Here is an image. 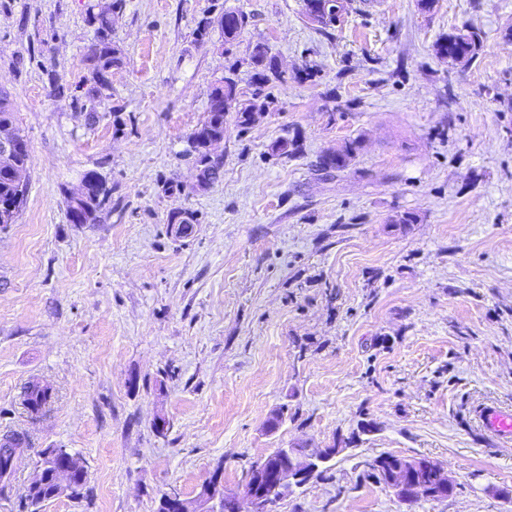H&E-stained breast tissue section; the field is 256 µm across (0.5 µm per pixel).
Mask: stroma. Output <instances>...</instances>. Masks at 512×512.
I'll return each mask as SVG.
<instances>
[{
	"instance_id": "stroma-1",
	"label": "stroma",
	"mask_w": 512,
	"mask_h": 512,
	"mask_svg": "<svg viewBox=\"0 0 512 512\" xmlns=\"http://www.w3.org/2000/svg\"><path fill=\"white\" fill-rule=\"evenodd\" d=\"M105 9L122 63L101 90ZM227 12L245 17L230 44ZM466 26L483 48L448 64L434 45ZM511 28L512 0H350L329 26L302 0H0V91L30 155L0 224V435L29 438L0 512H32L46 448L79 455L87 483L41 512H156L216 467L238 495L273 449L342 438L272 512H512V445L472 415L512 407ZM259 43L285 79L252 123L225 112L219 177L199 186L188 140L225 76L251 98ZM353 139L345 170L318 169ZM89 170L110 193L74 224ZM34 378L53 389L37 417ZM384 453L442 463L455 494L401 501L371 468ZM52 399V388L39 380L29 381L24 388L23 404L31 415L43 413Z\"/></svg>"
}]
</instances>
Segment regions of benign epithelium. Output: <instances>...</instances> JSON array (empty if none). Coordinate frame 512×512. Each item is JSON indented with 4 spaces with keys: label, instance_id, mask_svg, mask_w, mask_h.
I'll return each mask as SVG.
<instances>
[{
    "label": "benign epithelium",
    "instance_id": "benign-epithelium-1",
    "mask_svg": "<svg viewBox=\"0 0 512 512\" xmlns=\"http://www.w3.org/2000/svg\"><path fill=\"white\" fill-rule=\"evenodd\" d=\"M28 152L26 139L9 123H0V163L9 166L12 174H20L18 158ZM89 195L86 183L69 195L71 200V219L79 224L85 219V200ZM340 452V448L331 446L313 451L309 448H291L278 465L270 464L268 458L253 462L247 473L243 490V499L250 505L248 512H269L274 493H284L289 489L301 488L308 484L319 465ZM70 453L60 449L48 461L40 464L39 472L50 468L58 488L63 489L70 482V470L66 458ZM377 460L386 463L385 475L389 487L400 499L407 501L420 495L426 497H445L448 495V469L441 463L426 458H409L394 454H384ZM435 466L441 470L442 482L439 489L425 483L421 473ZM231 500L235 512H243L240 498L224 492V470L216 469L201 485L198 495L193 499L182 497L177 492L166 494L168 512H206L204 506L214 500Z\"/></svg>",
    "mask_w": 512,
    "mask_h": 512
}]
</instances>
